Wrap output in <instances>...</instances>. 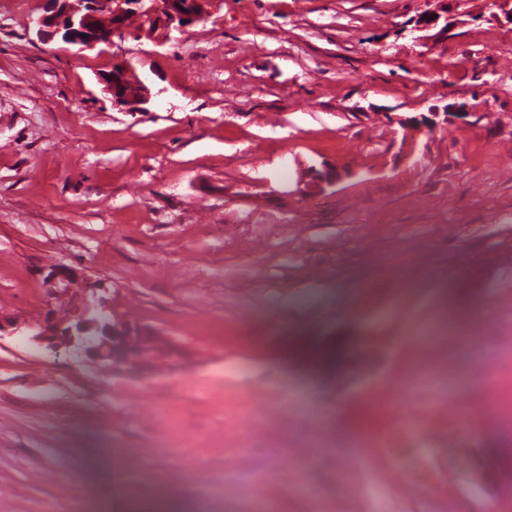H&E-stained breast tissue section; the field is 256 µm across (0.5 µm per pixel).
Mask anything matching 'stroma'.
Instances as JSON below:
<instances>
[{"label":"stroma","instance_id":"stroma-1","mask_svg":"<svg viewBox=\"0 0 512 512\" xmlns=\"http://www.w3.org/2000/svg\"><path fill=\"white\" fill-rule=\"evenodd\" d=\"M0 0V512H512V24L488 0H215L130 43L148 111ZM442 23L418 26L424 12ZM467 105L415 133L395 118ZM336 172L319 192L314 172ZM51 265L163 337L126 373L25 336ZM474 323L480 354L452 353ZM446 357L419 387L416 365ZM264 419L251 416L255 403ZM474 433L462 440L458 424Z\"/></svg>","mask_w":512,"mask_h":512}]
</instances>
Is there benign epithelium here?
I'll return each instance as SVG.
<instances>
[{"label":"benign epithelium","instance_id":"benign-epithelium-1","mask_svg":"<svg viewBox=\"0 0 512 512\" xmlns=\"http://www.w3.org/2000/svg\"><path fill=\"white\" fill-rule=\"evenodd\" d=\"M211 3L212 0H166L164 3L160 0H41L40 14L33 25L41 42L60 40L81 50L110 45L121 53L123 44L129 40L165 43L171 32H183L202 21ZM129 73V62L117 60L111 70L99 75V81L111 95L112 106L125 112H145L151 91L143 82L131 81ZM467 117V112H440L434 108L429 115L421 116L419 124L433 128L448 123L450 118L464 120ZM44 281L57 291L83 294V305L74 321L63 323L49 309L33 326L36 335L47 340L48 346L70 350L95 362L108 360L116 366L124 363L130 354L131 339L139 340L144 348L150 343L145 330L112 318L110 308L103 301L88 299L94 289L76 271L52 267Z\"/></svg>","mask_w":512,"mask_h":512}]
</instances>
